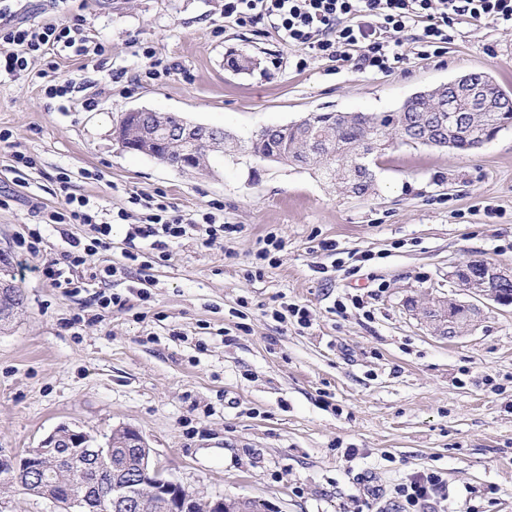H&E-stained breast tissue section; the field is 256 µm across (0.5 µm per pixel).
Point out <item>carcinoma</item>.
<instances>
[{"mask_svg": "<svg viewBox=\"0 0 512 512\" xmlns=\"http://www.w3.org/2000/svg\"><path fill=\"white\" fill-rule=\"evenodd\" d=\"M470 79L481 85L480 96L484 106L478 112L463 113L464 125L453 136L448 130L434 132L424 140L420 127L434 125L437 113L448 118V100L437 99V93L407 99L401 107L379 117L369 112H313L310 117L295 122L288 136L278 137L268 128L256 131L250 139L252 156L265 160L277 155L290 166H314L327 179L335 181L355 196L373 192L376 174L372 164L397 144L451 148L462 153H473L491 142L504 121H512V93L502 89L485 72H472ZM377 138L379 147L370 149L368 140ZM8 295L1 298L0 306L7 305L17 311L24 307V295L10 277ZM432 327L447 335L448 320L445 307L438 306L425 313ZM44 483L54 485V495L65 499L71 488L65 479L50 469L26 483L27 490L36 494ZM111 486L99 482L96 512H111Z\"/></svg>", "mask_w": 512, "mask_h": 512, "instance_id": "1", "label": "carcinoma"}]
</instances>
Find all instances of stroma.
Masks as SVG:
<instances>
[{
  "instance_id": "35a3bbf8",
  "label": "stroma",
  "mask_w": 512,
  "mask_h": 512,
  "mask_svg": "<svg viewBox=\"0 0 512 512\" xmlns=\"http://www.w3.org/2000/svg\"><path fill=\"white\" fill-rule=\"evenodd\" d=\"M19 18L65 20L79 10L89 37L110 47L104 69L57 55V74L84 77L96 105L48 98L41 80L0 77V255L25 308L0 331V453L36 447L76 423L98 444L138 430L164 474L201 499L246 497L269 512H398L396 490L413 474L443 481L420 512H512V306L483 301L482 321L451 340L434 333L408 299L471 301L452 276L481 259L512 265V127L474 155L403 145L376 167L373 193L357 197L311 169L259 161L241 142L311 112H389L412 95L471 71L512 91V26L463 19L448 43L418 29L388 33L400 57L389 71H359L299 49L266 23L225 17L224 0H19ZM169 67L149 74L145 51ZM252 57L236 72L227 55ZM175 112L219 127L238 147L207 169L179 172L122 150L112 129L124 112ZM34 155L18 168L12 152ZM75 192L116 216L110 290L124 309L70 320L95 298L68 294L39 271L86 238L52 224L36 253L17 241L35 209L56 206L59 171ZM186 214L224 208L238 232L204 247L167 242L151 283L137 281L132 225L148 204ZM274 265L257 268L267 236ZM310 323H282L281 304Z\"/></svg>"
}]
</instances>
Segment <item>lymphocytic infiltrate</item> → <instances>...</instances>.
<instances>
[{"label":"lymphocytic infiltrate","mask_w":512,"mask_h":512,"mask_svg":"<svg viewBox=\"0 0 512 512\" xmlns=\"http://www.w3.org/2000/svg\"><path fill=\"white\" fill-rule=\"evenodd\" d=\"M225 17L236 22L269 20L283 40L314 54L342 62H353L360 69L388 70L392 53L384 40L385 32H402L422 24V42H447L448 28L468 17L489 24H512V0H224ZM71 49L77 55L102 59L106 43L85 35L80 15H70L61 23H30L16 19L10 0H0V74L19 76L28 72L33 61H43L38 76L46 82L48 98L73 100L82 86L77 79H58V52ZM60 201L52 209L40 210L37 226L27 228L19 240L22 249L39 251L44 242L45 224H83L91 234L85 242H72L69 250L50 258L42 269L43 278L55 288L79 289L93 282L107 284L112 267L93 266L99 252L111 247L112 225L100 220L99 207L90 196L71 191L67 172L56 176ZM237 227L225 223L223 214L207 211L200 218L182 214L160 203L146 223L137 225L132 239L151 241L161 248L163 240L184 237L210 247Z\"/></svg>","instance_id":"1"}]
</instances>
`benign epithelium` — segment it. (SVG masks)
<instances>
[{"mask_svg": "<svg viewBox=\"0 0 512 512\" xmlns=\"http://www.w3.org/2000/svg\"><path fill=\"white\" fill-rule=\"evenodd\" d=\"M208 131L209 127L205 125L185 123L178 140L172 143L171 155L164 160V164L179 171L203 169L202 157L195 153H186L182 145L187 141L206 138ZM113 138L123 147L133 144L142 154L153 156L150 149L152 141L145 129L139 131L119 125L114 128ZM489 268L493 283L474 290L473 295L492 300L499 305H511L512 299L500 293L495 285L512 284V266L491 264ZM120 431L126 433L122 442L103 447L94 445L91 436L78 426L59 425L37 447L11 457L0 456V482L16 484L22 477L40 473L50 464L66 476L79 470L95 476L105 474L112 477V512H133L137 509L145 487L163 500L166 512H186L190 507V492L164 476L162 469L153 462L151 448L137 430L122 427ZM78 444L85 451V458L81 466L75 467L71 465L72 447ZM72 488L75 490L74 494L64 500H54L61 512H83L95 498V486L91 481L79 478Z\"/></svg>", "mask_w": 512, "mask_h": 512, "instance_id": "obj_1", "label": "benign epithelium"}]
</instances>
